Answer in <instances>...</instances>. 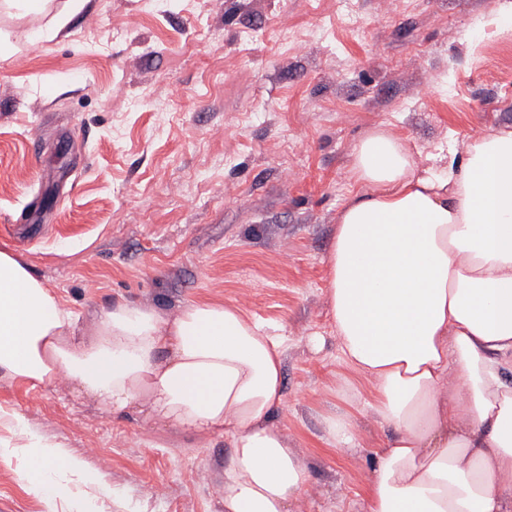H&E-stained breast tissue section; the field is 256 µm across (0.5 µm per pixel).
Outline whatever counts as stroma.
Returning <instances> with one entry per match:
<instances>
[{
  "label": "stroma",
  "instance_id": "35a3bbf8",
  "mask_svg": "<svg viewBox=\"0 0 512 512\" xmlns=\"http://www.w3.org/2000/svg\"><path fill=\"white\" fill-rule=\"evenodd\" d=\"M46 0L0 7V248L90 332L113 302L243 309L284 348L273 420L310 476L304 512H363L388 431L343 362L327 303L337 215L376 125L417 166L512 129V0ZM68 22L42 37L52 18ZM38 151H31V141ZM10 418L99 487L32 492L0 459V512H224L222 435L116 415L56 380L0 379ZM352 418L351 447L331 419Z\"/></svg>",
  "mask_w": 512,
  "mask_h": 512
}]
</instances>
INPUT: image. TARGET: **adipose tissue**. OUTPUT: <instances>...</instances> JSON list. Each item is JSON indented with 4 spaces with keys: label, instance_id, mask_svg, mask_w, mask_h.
I'll list each match as a JSON object with an SVG mask.
<instances>
[{
    "label": "adipose tissue",
    "instance_id": "ef3b65f1",
    "mask_svg": "<svg viewBox=\"0 0 512 512\" xmlns=\"http://www.w3.org/2000/svg\"><path fill=\"white\" fill-rule=\"evenodd\" d=\"M327 259L329 313L348 366L372 385L390 429L364 512H512V130L466 144L446 169H418L401 138L368 131L351 165ZM65 375L80 393L206 437L223 434L224 512H300L309 474L273 414L280 340L239 308L190 303L164 317L119 301L94 331L21 257L0 249V378ZM29 488L62 495L85 476L16 421Z\"/></svg>",
    "mask_w": 512,
    "mask_h": 512
}]
</instances>
